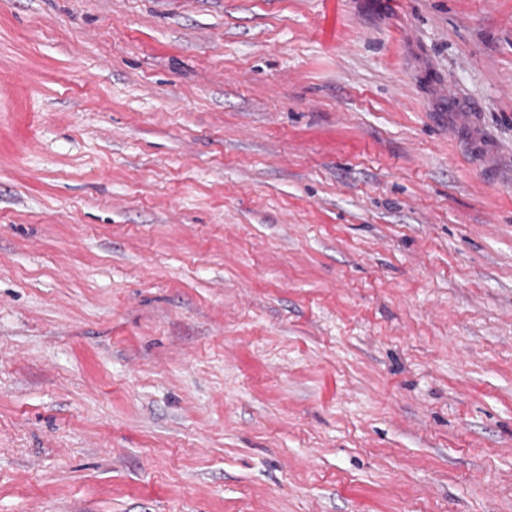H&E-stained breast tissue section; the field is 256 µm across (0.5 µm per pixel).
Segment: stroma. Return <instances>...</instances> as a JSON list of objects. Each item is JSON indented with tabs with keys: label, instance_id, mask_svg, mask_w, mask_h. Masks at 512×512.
I'll return each instance as SVG.
<instances>
[{
	"label": "stroma",
	"instance_id": "obj_1",
	"mask_svg": "<svg viewBox=\"0 0 512 512\" xmlns=\"http://www.w3.org/2000/svg\"><path fill=\"white\" fill-rule=\"evenodd\" d=\"M0 512H512V0H0Z\"/></svg>",
	"mask_w": 512,
	"mask_h": 512
}]
</instances>
